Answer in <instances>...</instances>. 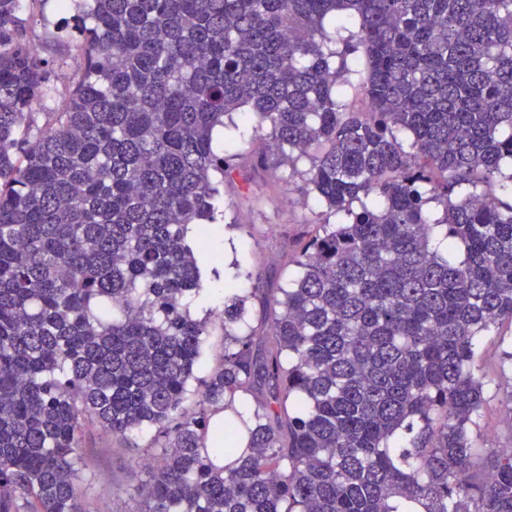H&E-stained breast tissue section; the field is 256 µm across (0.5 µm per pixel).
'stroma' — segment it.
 <instances>
[{"label": "stroma", "instance_id": "stroma-1", "mask_svg": "<svg viewBox=\"0 0 512 512\" xmlns=\"http://www.w3.org/2000/svg\"><path fill=\"white\" fill-rule=\"evenodd\" d=\"M227 151L242 150L259 156L262 166L238 169L231 183L224 186V221L217 252L219 261L216 285L235 283L241 291L265 288L269 292L287 287L298 269L288 256L296 241L308 236L326 213L314 193L309 192L302 173L307 159L295 166L278 163L268 149V130L255 124H240L226 140ZM512 343V325H503L498 336L484 337L490 359L483 364L485 396L477 444L483 448H505L508 430L505 406L498 386L504 378L495 357L501 343ZM152 431L146 430L120 439L106 435L98 426L88 428L85 439L92 455L112 471L115 482L95 489L91 512H137L135 489L149 477L147 469L137 466L151 443Z\"/></svg>", "mask_w": 512, "mask_h": 512}]
</instances>
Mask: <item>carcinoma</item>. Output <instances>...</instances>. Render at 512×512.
Masks as SVG:
<instances>
[{
	"label": "carcinoma",
	"instance_id": "cac0c4a2",
	"mask_svg": "<svg viewBox=\"0 0 512 512\" xmlns=\"http://www.w3.org/2000/svg\"><path fill=\"white\" fill-rule=\"evenodd\" d=\"M58 3L71 74L0 0V512H86L90 423L156 430L138 512H512V452L475 447L479 338L512 322V0ZM235 113L341 221L280 294L224 288L199 392ZM212 322L210 336H207L206 355L196 369V376L201 379L206 378L212 369L220 364L224 354V335L220 322L218 320Z\"/></svg>",
	"mask_w": 512,
	"mask_h": 512
}]
</instances>
